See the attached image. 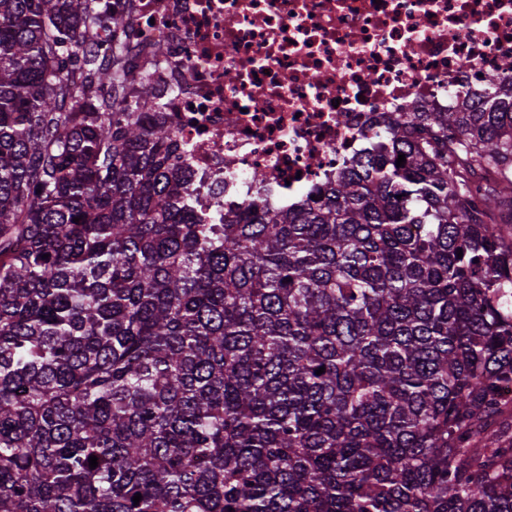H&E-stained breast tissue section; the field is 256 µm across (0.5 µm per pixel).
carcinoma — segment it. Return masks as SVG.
<instances>
[{"label": "carcinoma", "instance_id": "carcinoma-1", "mask_svg": "<svg viewBox=\"0 0 512 512\" xmlns=\"http://www.w3.org/2000/svg\"><path fill=\"white\" fill-rule=\"evenodd\" d=\"M101 2L0 0V512H512V83L199 216Z\"/></svg>", "mask_w": 512, "mask_h": 512}]
</instances>
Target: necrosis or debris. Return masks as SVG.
<instances>
[{
    "label": "necrosis or debris",
    "mask_w": 512,
    "mask_h": 512,
    "mask_svg": "<svg viewBox=\"0 0 512 512\" xmlns=\"http://www.w3.org/2000/svg\"><path fill=\"white\" fill-rule=\"evenodd\" d=\"M90 38L155 84L193 207L293 206L367 144L375 112H433L512 60V0H114ZM164 53H157V46Z\"/></svg>",
    "instance_id": "4bbe7bcc"
}]
</instances>
